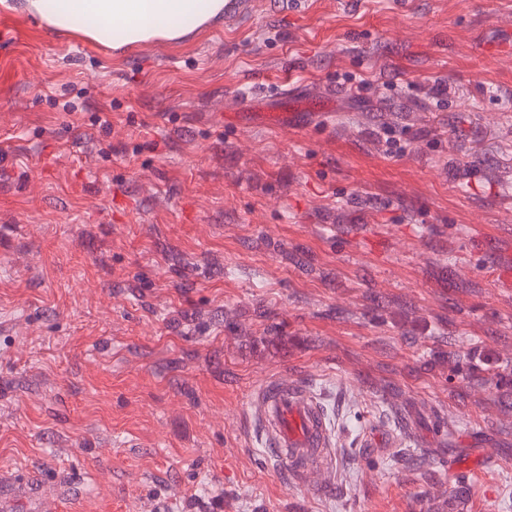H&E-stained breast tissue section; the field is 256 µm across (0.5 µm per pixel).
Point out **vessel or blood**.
Returning a JSON list of instances; mask_svg holds the SVG:
<instances>
[{
  "mask_svg": "<svg viewBox=\"0 0 512 512\" xmlns=\"http://www.w3.org/2000/svg\"><path fill=\"white\" fill-rule=\"evenodd\" d=\"M250 419L264 448L286 464L290 481L305 487L312 475H330L334 435L307 383L264 380L252 395Z\"/></svg>",
  "mask_w": 512,
  "mask_h": 512,
  "instance_id": "obj_1",
  "label": "vessel or blood"
}]
</instances>
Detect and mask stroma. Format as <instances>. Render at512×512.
<instances>
[{
  "instance_id": "stroma-1",
  "label": "stroma",
  "mask_w": 512,
  "mask_h": 512,
  "mask_svg": "<svg viewBox=\"0 0 512 512\" xmlns=\"http://www.w3.org/2000/svg\"><path fill=\"white\" fill-rule=\"evenodd\" d=\"M285 89L314 110L269 123ZM479 366L512 377V0H242L122 46L0 9L1 488L448 512L464 481L512 512V398ZM272 377L327 411L322 493L249 423Z\"/></svg>"
}]
</instances>
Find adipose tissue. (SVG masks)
<instances>
[{"label":"adipose tissue","instance_id":"adipose-tissue-1","mask_svg":"<svg viewBox=\"0 0 512 512\" xmlns=\"http://www.w3.org/2000/svg\"><path fill=\"white\" fill-rule=\"evenodd\" d=\"M0 0V8L38 15L57 32L75 31L100 42L122 45L153 40L174 42L222 15L224 0Z\"/></svg>","mask_w":512,"mask_h":512}]
</instances>
